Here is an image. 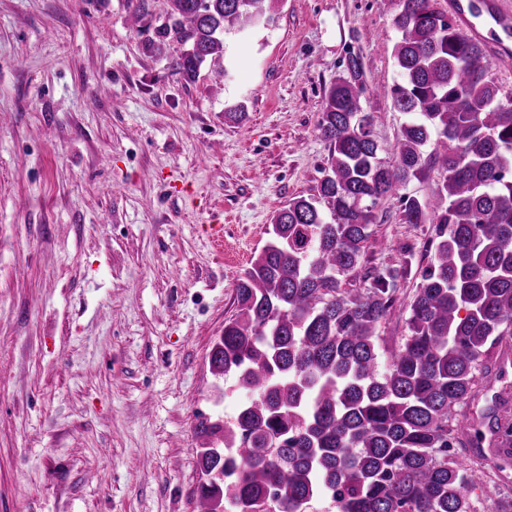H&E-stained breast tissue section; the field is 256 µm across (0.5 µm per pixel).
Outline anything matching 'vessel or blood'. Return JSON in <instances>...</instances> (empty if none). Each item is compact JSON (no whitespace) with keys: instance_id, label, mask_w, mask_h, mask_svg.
I'll list each match as a JSON object with an SVG mask.
<instances>
[{"instance_id":"vessel-or-blood-1","label":"vessel or blood","mask_w":512,"mask_h":512,"mask_svg":"<svg viewBox=\"0 0 512 512\" xmlns=\"http://www.w3.org/2000/svg\"><path fill=\"white\" fill-rule=\"evenodd\" d=\"M449 18L462 36L473 41H482L485 28L498 34L493 60L499 66L512 65V14L500 10L496 0H457Z\"/></svg>"}]
</instances>
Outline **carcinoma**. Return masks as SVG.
I'll use <instances>...</instances> for the list:
<instances>
[{"label":"carcinoma","instance_id":"1","mask_svg":"<svg viewBox=\"0 0 512 512\" xmlns=\"http://www.w3.org/2000/svg\"><path fill=\"white\" fill-rule=\"evenodd\" d=\"M136 0L132 29L168 46L191 80L221 60L225 40L272 19L276 0H169L163 20ZM438 0H398L391 89L406 115L379 158L359 55L325 90L318 123L328 156L313 192L273 216L269 238L235 288L234 313L213 344L212 373L248 395L233 421H202L198 466L209 512H305L328 497L336 512H471L492 482L452 453L467 404L512 337V95L489 77L480 45L463 39ZM438 166L432 216L405 197L403 219L436 225L437 243L408 304V335L392 349L379 329L411 262L351 288L368 247L372 210ZM512 407L494 392L468 443L512 456ZM494 483V482H492ZM501 512L512 488L494 483Z\"/></svg>","mask_w":512,"mask_h":512}]
</instances>
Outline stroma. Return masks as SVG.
I'll use <instances>...</instances> for the list:
<instances>
[{
	"label": "stroma",
	"instance_id": "35a3bbf8",
	"mask_svg": "<svg viewBox=\"0 0 512 512\" xmlns=\"http://www.w3.org/2000/svg\"><path fill=\"white\" fill-rule=\"evenodd\" d=\"M132 9L0 0V512H195L192 434L240 402L208 353L273 215L317 184L324 91L348 53L383 158L405 120L392 0H280L271 25L227 40L229 76L191 81L171 48L145 50ZM238 102L241 123L224 116ZM440 180L425 165L373 211L364 270L414 251L380 329L392 344L435 249L401 199L433 210Z\"/></svg>",
	"mask_w": 512,
	"mask_h": 512
}]
</instances>
